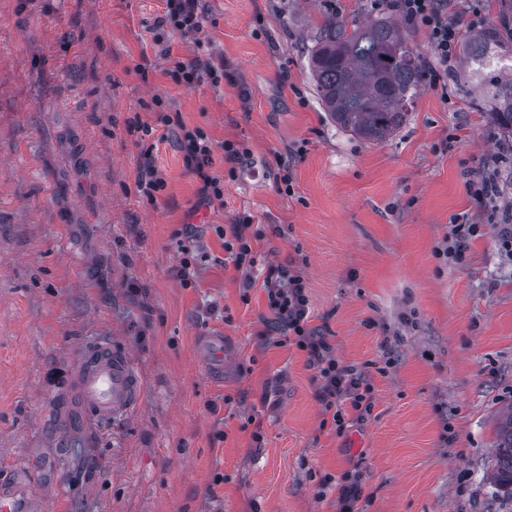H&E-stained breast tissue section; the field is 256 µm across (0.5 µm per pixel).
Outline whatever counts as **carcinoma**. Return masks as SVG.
Instances as JSON below:
<instances>
[{"mask_svg":"<svg viewBox=\"0 0 512 512\" xmlns=\"http://www.w3.org/2000/svg\"><path fill=\"white\" fill-rule=\"evenodd\" d=\"M459 56L465 91L487 112L499 131L512 138V26L489 22L461 34ZM485 58L505 65L478 67ZM310 69L321 104L330 118L356 136L380 142L396 133L421 93L422 53L408 32L384 18L348 27L328 18L311 50ZM494 485L512 497V406L498 432Z\"/></svg>","mask_w":512,"mask_h":512,"instance_id":"carcinoma-1","label":"carcinoma"}]
</instances>
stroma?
I'll use <instances>...</instances> for the list:
<instances>
[{
    "label": "stroma",
    "instance_id": "1",
    "mask_svg": "<svg viewBox=\"0 0 512 512\" xmlns=\"http://www.w3.org/2000/svg\"><path fill=\"white\" fill-rule=\"evenodd\" d=\"M203 5L220 89L173 78L195 45L176 33L158 53L164 0H0V473L61 481L49 512H338L318 482L353 469L362 512H512L487 480L512 404V255L473 194L496 164L512 210V139L447 78L392 138L363 140L309 73L327 0ZM507 15L512 0L454 7L463 30ZM163 113L248 148L213 166L223 202L202 201ZM136 119L161 140L141 141ZM149 157L166 182L151 200L135 188ZM242 219L268 261H303L312 325L371 377L366 422L323 426L306 353L269 331L263 289L243 294L223 266L212 227ZM457 219L478 231L446 262L435 251ZM185 224L209 255L191 288L171 274ZM218 330L220 381L196 349ZM94 340L127 349L143 385L109 429L88 425L74 385Z\"/></svg>",
    "mask_w": 512,
    "mask_h": 512
}]
</instances>
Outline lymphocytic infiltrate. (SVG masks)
I'll return each instance as SVG.
<instances>
[{"instance_id":"lymphocytic-infiltrate-1","label":"lymphocytic infiltrate","mask_w":512,"mask_h":512,"mask_svg":"<svg viewBox=\"0 0 512 512\" xmlns=\"http://www.w3.org/2000/svg\"><path fill=\"white\" fill-rule=\"evenodd\" d=\"M374 6L398 12L410 23L425 28L435 56L432 76L437 80L447 76L460 38V30L448 14V0H374ZM204 18L201 0H166L163 26L192 36L196 47L192 59L174 65L179 82L187 87L204 81L217 87L224 80V58L213 52ZM181 145L187 168L202 182L205 200H223L224 180L212 170L213 155L219 150L227 161L236 162L246 155V148L230 140L213 143L201 131L185 133ZM213 231L222 240L228 261L245 273L247 286L258 285L264 290L267 307L286 330L288 343L306 352L323 411L331 415L336 433H344L352 423L366 421L375 406L374 387L363 369L337 357L326 336L310 327V296L301 268L292 260L277 265L262 263L256 248L258 238L250 234L248 225L217 224Z\"/></svg>"}]
</instances>
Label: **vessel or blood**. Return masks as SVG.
Here are the masks:
<instances>
[{"label": "vessel or blood", "mask_w": 512, "mask_h": 512, "mask_svg": "<svg viewBox=\"0 0 512 512\" xmlns=\"http://www.w3.org/2000/svg\"><path fill=\"white\" fill-rule=\"evenodd\" d=\"M224 339L209 337L202 348L213 373L224 371ZM76 383L89 423L101 427L132 413L142 399V385L129 354L106 341L89 344L76 371ZM30 473L20 468L0 475V512H44V498L29 490Z\"/></svg>", "instance_id": "obj_1"}]
</instances>
